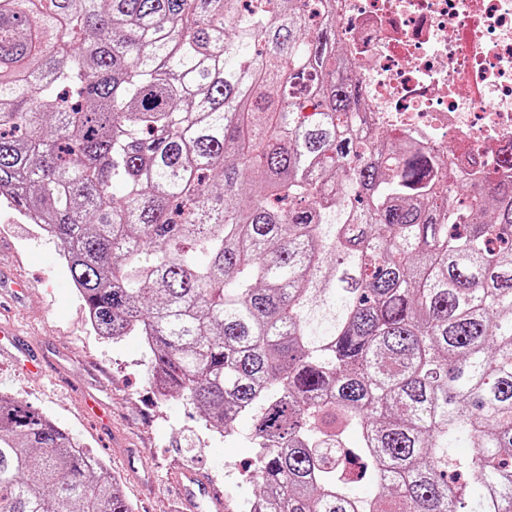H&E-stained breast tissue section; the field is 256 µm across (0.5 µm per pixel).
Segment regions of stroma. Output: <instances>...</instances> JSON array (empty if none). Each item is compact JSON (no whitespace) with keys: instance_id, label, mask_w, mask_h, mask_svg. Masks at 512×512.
I'll list each match as a JSON object with an SVG mask.
<instances>
[{"instance_id":"stroma-1","label":"stroma","mask_w":512,"mask_h":512,"mask_svg":"<svg viewBox=\"0 0 512 512\" xmlns=\"http://www.w3.org/2000/svg\"><path fill=\"white\" fill-rule=\"evenodd\" d=\"M0 264L29 282L14 321L43 367L41 375L32 377L0 354V392L49 416L101 458L135 512H180L171 481L180 468L225 480L240 495L252 494L250 418L238 419V439L228 444L218 430L206 428L188 401L158 397L141 340L128 336L111 341L96 334L57 243L3 204ZM89 395L102 400L104 419L87 415L84 399Z\"/></svg>"}]
</instances>
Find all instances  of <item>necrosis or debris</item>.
I'll use <instances>...</instances> for the list:
<instances>
[{
	"label": "necrosis or debris",
	"mask_w": 512,
	"mask_h": 512,
	"mask_svg": "<svg viewBox=\"0 0 512 512\" xmlns=\"http://www.w3.org/2000/svg\"><path fill=\"white\" fill-rule=\"evenodd\" d=\"M335 24L365 132L512 180V0H336Z\"/></svg>",
	"instance_id": "1"
}]
</instances>
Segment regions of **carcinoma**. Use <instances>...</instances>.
Returning <instances> with one entry per match:
<instances>
[{
	"label": "carcinoma",
	"mask_w": 512,
	"mask_h": 512,
	"mask_svg": "<svg viewBox=\"0 0 512 512\" xmlns=\"http://www.w3.org/2000/svg\"><path fill=\"white\" fill-rule=\"evenodd\" d=\"M317 7L0 0V200L161 397L252 417L232 512H512V183L464 205L417 142L361 137ZM0 512L133 509L1 394Z\"/></svg>",
	"instance_id": "cac0c4a2"
}]
</instances>
